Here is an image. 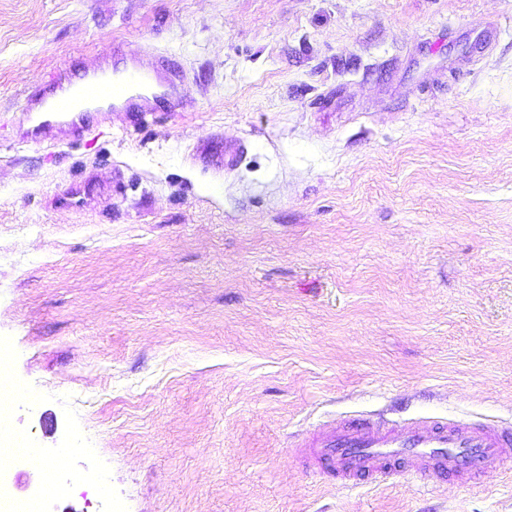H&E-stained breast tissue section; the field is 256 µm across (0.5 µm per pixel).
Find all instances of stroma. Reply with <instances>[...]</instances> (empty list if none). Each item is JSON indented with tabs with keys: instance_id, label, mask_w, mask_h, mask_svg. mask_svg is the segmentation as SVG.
Listing matches in <instances>:
<instances>
[{
	"instance_id": "obj_1",
	"label": "stroma",
	"mask_w": 512,
	"mask_h": 512,
	"mask_svg": "<svg viewBox=\"0 0 512 512\" xmlns=\"http://www.w3.org/2000/svg\"><path fill=\"white\" fill-rule=\"evenodd\" d=\"M107 52L182 106L26 138ZM0 347L9 437L77 484L22 466L41 512H512V457L339 486L301 446L512 427V0H0Z\"/></svg>"
}]
</instances>
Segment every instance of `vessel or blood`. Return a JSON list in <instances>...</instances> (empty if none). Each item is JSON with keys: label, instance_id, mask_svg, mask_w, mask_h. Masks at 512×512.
Returning <instances> with one entry per match:
<instances>
[{"label": "vessel or blood", "instance_id": "1", "mask_svg": "<svg viewBox=\"0 0 512 512\" xmlns=\"http://www.w3.org/2000/svg\"><path fill=\"white\" fill-rule=\"evenodd\" d=\"M150 78V72L139 71L116 80L101 66L85 68L76 82L68 72L53 74L55 96L48 99L36 91L28 98L33 108L28 115L30 134L79 137L91 129V104L101 100L120 112L176 110L182 102L183 73H175L152 101L146 97ZM305 445L346 486L366 475L384 481L407 474L422 488L443 476L473 480L512 453V438L496 424L475 425L462 419L429 425L412 419L333 420L320 424Z\"/></svg>", "mask_w": 512, "mask_h": 512}]
</instances>
